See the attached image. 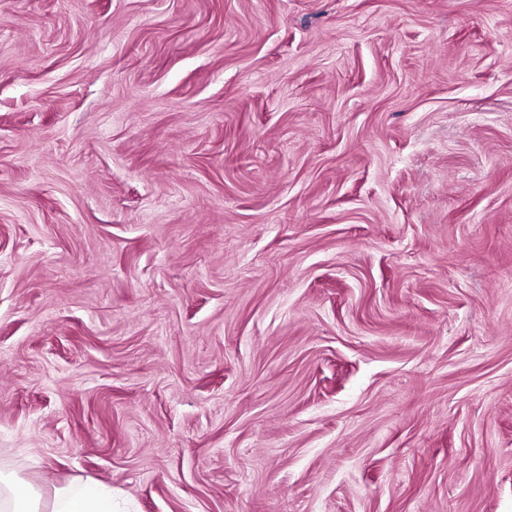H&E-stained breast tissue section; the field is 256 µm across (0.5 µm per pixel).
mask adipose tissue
Masks as SVG:
<instances>
[{
	"label": "adipose tissue",
	"instance_id": "obj_1",
	"mask_svg": "<svg viewBox=\"0 0 512 512\" xmlns=\"http://www.w3.org/2000/svg\"><path fill=\"white\" fill-rule=\"evenodd\" d=\"M0 512H114L112 493L93 482L69 481L56 487L51 502L13 472L0 469Z\"/></svg>",
	"mask_w": 512,
	"mask_h": 512
}]
</instances>
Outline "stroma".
Returning <instances> with one entry per match:
<instances>
[{"label":"stroma","mask_w":512,"mask_h":512,"mask_svg":"<svg viewBox=\"0 0 512 512\" xmlns=\"http://www.w3.org/2000/svg\"><path fill=\"white\" fill-rule=\"evenodd\" d=\"M0 466L512 512V0H0Z\"/></svg>","instance_id":"35a3bbf8"}]
</instances>
